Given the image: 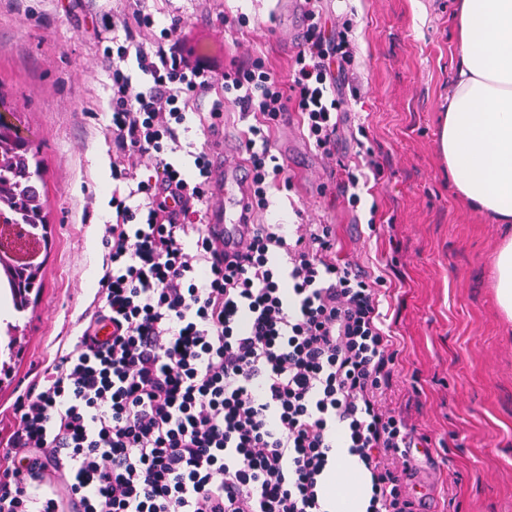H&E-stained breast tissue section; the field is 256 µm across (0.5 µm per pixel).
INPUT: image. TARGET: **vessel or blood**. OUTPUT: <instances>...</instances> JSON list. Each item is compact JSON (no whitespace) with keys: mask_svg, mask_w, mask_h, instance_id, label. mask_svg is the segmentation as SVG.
<instances>
[{"mask_svg":"<svg viewBox=\"0 0 512 512\" xmlns=\"http://www.w3.org/2000/svg\"><path fill=\"white\" fill-rule=\"evenodd\" d=\"M251 172L239 143H224L212 156L208 184L211 205L206 232L213 245L232 255L250 238L253 215L248 208Z\"/></svg>","mask_w":512,"mask_h":512,"instance_id":"1","label":"vessel or blood"}]
</instances>
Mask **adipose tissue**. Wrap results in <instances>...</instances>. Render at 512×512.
Returning a JSON list of instances; mask_svg holds the SVG:
<instances>
[{
    "label": "adipose tissue",
    "mask_w": 512,
    "mask_h": 512,
    "mask_svg": "<svg viewBox=\"0 0 512 512\" xmlns=\"http://www.w3.org/2000/svg\"><path fill=\"white\" fill-rule=\"evenodd\" d=\"M458 64L440 146L459 194L498 224L512 223V0H461ZM497 306L512 320V236L492 262ZM370 487L347 449L326 479L332 512H363Z\"/></svg>",
    "instance_id": "ef3b65f1"
}]
</instances>
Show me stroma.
Masks as SVG:
<instances>
[{
	"instance_id": "obj_1",
	"label": "stroma",
	"mask_w": 512,
	"mask_h": 512,
	"mask_svg": "<svg viewBox=\"0 0 512 512\" xmlns=\"http://www.w3.org/2000/svg\"><path fill=\"white\" fill-rule=\"evenodd\" d=\"M456 0H339L352 8L361 91L340 132L336 159L316 149L288 160V189L273 191L265 224L322 220L364 270L383 276L386 324L398 348L399 403L433 446L408 486L426 489L424 512H512V321L500 312L491 264L512 224H496L461 198L440 152L448 87L458 61ZM164 21L177 10L203 36L219 13L246 14L252 29H230L225 58L246 50L286 75L298 50L284 40L292 19L272 0H141ZM122 0H0V88L16 107L25 136L45 159L53 235L43 288L33 307L0 308V323H19L16 352L0 335V361L11 376L0 405L21 381L69 346L94 309L103 273L101 238L112 215V81L99 63L92 15L123 10ZM381 165L373 192L349 204L338 164L359 149Z\"/></svg>"
}]
</instances>
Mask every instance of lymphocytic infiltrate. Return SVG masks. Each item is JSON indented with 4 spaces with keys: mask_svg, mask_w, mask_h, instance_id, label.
Instances as JSON below:
<instances>
[{
    "mask_svg": "<svg viewBox=\"0 0 512 512\" xmlns=\"http://www.w3.org/2000/svg\"><path fill=\"white\" fill-rule=\"evenodd\" d=\"M125 2L123 16L101 20L125 40L101 49L120 186L98 306L11 407L0 512H328L339 435L366 472L365 512H418L403 480L414 427L394 405L399 350L384 329L383 277L343 254L330 224L254 225L232 263L205 231L225 108L244 125L254 214L292 183L271 150L284 112L334 158L357 97L352 20L328 24L324 0H307L306 37L281 77L259 56L218 64L189 42L182 15L159 29L138 0ZM131 58L143 80L126 72ZM205 100L189 174L173 158Z\"/></svg>",
    "mask_w": 512,
    "mask_h": 512,
    "instance_id": "f902f5d3",
    "label": "lymphocytic infiltrate"
}]
</instances>
